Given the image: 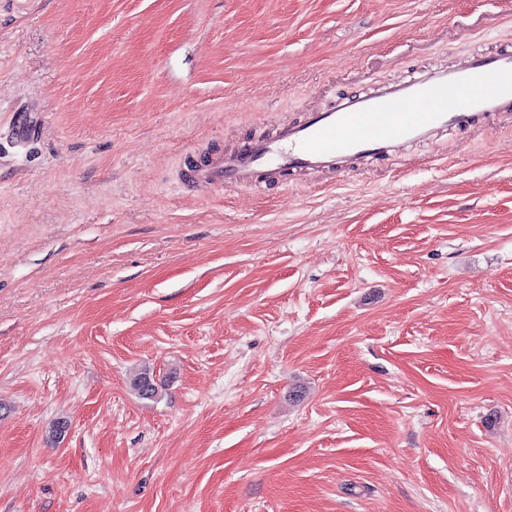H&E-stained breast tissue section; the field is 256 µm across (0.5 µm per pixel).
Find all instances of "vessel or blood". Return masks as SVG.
Listing matches in <instances>:
<instances>
[{
	"label": "vessel or blood",
	"instance_id": "b4317fda",
	"mask_svg": "<svg viewBox=\"0 0 512 512\" xmlns=\"http://www.w3.org/2000/svg\"><path fill=\"white\" fill-rule=\"evenodd\" d=\"M512 114V51L471 53L451 69L426 67L417 76L342 99L299 122H280L241 140L223 158H185L184 184L197 188L257 185L265 174L351 173V160L396 158L440 130L485 132L491 119Z\"/></svg>",
	"mask_w": 512,
	"mask_h": 512
}]
</instances>
